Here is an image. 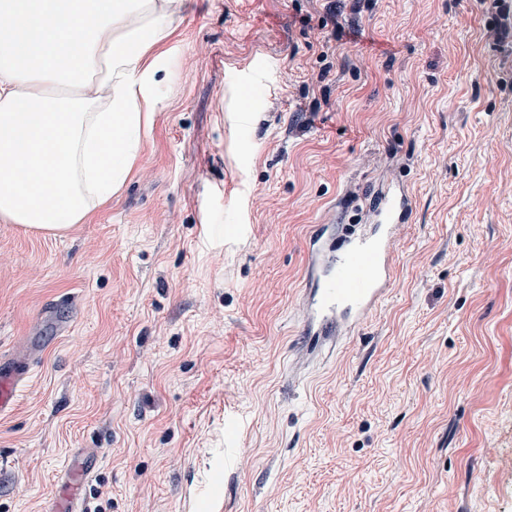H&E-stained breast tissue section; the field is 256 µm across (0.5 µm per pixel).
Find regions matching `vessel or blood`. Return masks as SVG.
<instances>
[{
    "instance_id": "b4317fda",
    "label": "vessel or blood",
    "mask_w": 512,
    "mask_h": 512,
    "mask_svg": "<svg viewBox=\"0 0 512 512\" xmlns=\"http://www.w3.org/2000/svg\"><path fill=\"white\" fill-rule=\"evenodd\" d=\"M413 214L407 184L395 182L371 195L368 221L348 228L346 247L336 245V227L313 225L306 237L305 286L299 299L298 352L312 356L334 350L355 335L388 297L395 281L392 258L398 234ZM37 346L0 352V415L10 411L37 366ZM98 454L86 452L64 473L47 512H84L82 488L95 473Z\"/></svg>"
}]
</instances>
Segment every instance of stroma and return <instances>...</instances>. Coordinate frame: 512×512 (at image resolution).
<instances>
[{
	"label": "stroma",
	"instance_id": "35a3bbf8",
	"mask_svg": "<svg viewBox=\"0 0 512 512\" xmlns=\"http://www.w3.org/2000/svg\"><path fill=\"white\" fill-rule=\"evenodd\" d=\"M512 0H181L122 191L0 223V512H512ZM407 183L396 280L296 361L311 225ZM75 298L62 338L39 324ZM39 348L30 344L25 350L12 349L8 354L0 350V415L15 405L20 389L33 376ZM98 454L88 451L78 457L64 473L47 512H85L82 507V488L95 473Z\"/></svg>",
	"mask_w": 512,
	"mask_h": 512
}]
</instances>
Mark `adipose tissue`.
I'll return each instance as SVG.
<instances>
[{
	"label": "adipose tissue",
	"instance_id": "obj_1",
	"mask_svg": "<svg viewBox=\"0 0 512 512\" xmlns=\"http://www.w3.org/2000/svg\"><path fill=\"white\" fill-rule=\"evenodd\" d=\"M180 0H0V222L61 232L126 182Z\"/></svg>",
	"mask_w": 512,
	"mask_h": 512
}]
</instances>
